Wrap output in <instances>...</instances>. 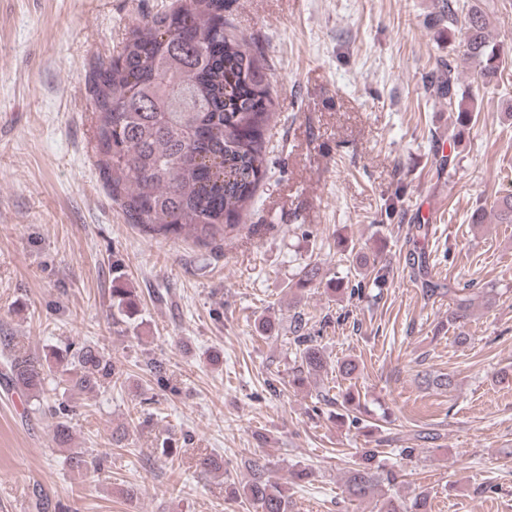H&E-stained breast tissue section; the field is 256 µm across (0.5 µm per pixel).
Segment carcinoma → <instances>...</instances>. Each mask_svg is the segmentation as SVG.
<instances>
[{"label": "carcinoma", "mask_w": 512, "mask_h": 512, "mask_svg": "<svg viewBox=\"0 0 512 512\" xmlns=\"http://www.w3.org/2000/svg\"><path fill=\"white\" fill-rule=\"evenodd\" d=\"M434 17L436 25L448 26L450 38L464 31L448 62H438L427 81L430 92L457 107L455 137L460 138L475 115L456 104L457 57L471 64L474 83L483 87L502 79L500 50L490 40L486 15L477 3L466 9L460 0H435ZM269 71L263 52L250 46L224 15V0H184L169 12L137 22L121 51L91 71L87 84L95 108L98 166L129 223L146 234L183 237L200 245L238 226L266 175V133L275 113ZM489 214L497 224H512V192L495 198L489 211L474 209L470 223L484 224ZM429 228L411 226L412 265L424 277L426 296L448 293V327L464 343L462 328L475 305L473 284L447 290L427 278L418 243L428 237ZM350 257L360 276L371 274L375 286L385 285L388 271L376 257L363 251H352ZM328 287L348 292L351 299L365 296L360 281L351 286L336 279ZM111 295L117 313L113 324L135 320L138 296L120 274L112 278ZM289 332L295 346L294 385L330 369L303 315L292 317ZM0 354L13 385L28 393L45 390L43 365L17 348L13 337L0 336ZM53 358L65 375L61 382L85 394L115 385L123 375L112 355L95 345L68 344L54 351ZM321 400L341 408L351 425L360 423L356 413L361 405L353 391L338 403L324 395ZM67 416V408L58 409L54 432L63 447L73 440ZM377 457L378 449L364 448L360 462L345 473L350 500L382 498L398 484L400 473L376 462ZM247 466L251 477L243 494L256 512H290V497L267 465L250 459ZM427 499L422 491L409 508L389 499L383 512H426Z\"/></svg>", "instance_id": "1"}]
</instances>
